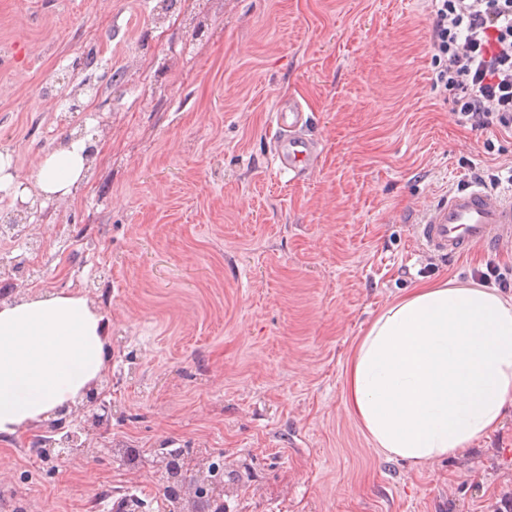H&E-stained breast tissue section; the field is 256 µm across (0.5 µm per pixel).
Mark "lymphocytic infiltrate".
<instances>
[{"label":"lymphocytic infiltrate","mask_w":512,"mask_h":512,"mask_svg":"<svg viewBox=\"0 0 512 512\" xmlns=\"http://www.w3.org/2000/svg\"><path fill=\"white\" fill-rule=\"evenodd\" d=\"M434 86L462 124L512 132V0H431Z\"/></svg>","instance_id":"1"}]
</instances>
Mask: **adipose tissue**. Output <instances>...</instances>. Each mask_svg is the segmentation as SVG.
Masks as SVG:
<instances>
[{
  "label": "adipose tissue",
  "instance_id": "adipose-tissue-1",
  "mask_svg": "<svg viewBox=\"0 0 512 512\" xmlns=\"http://www.w3.org/2000/svg\"><path fill=\"white\" fill-rule=\"evenodd\" d=\"M92 159L74 138L46 153L33 188L0 153V191L67 197ZM108 322L77 292L0 298V439L80 401L107 370ZM346 400L375 450L422 467L466 453L512 405V297L451 280L390 302L350 357Z\"/></svg>",
  "mask_w": 512,
  "mask_h": 512
}]
</instances>
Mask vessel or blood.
I'll return each instance as SVG.
<instances>
[{
    "label": "vessel or blood",
    "mask_w": 512,
    "mask_h": 512,
    "mask_svg": "<svg viewBox=\"0 0 512 512\" xmlns=\"http://www.w3.org/2000/svg\"><path fill=\"white\" fill-rule=\"evenodd\" d=\"M273 122L282 136L274 151L279 173L298 177L316 159V144L304 133L307 118L295 102L277 105ZM415 242L440 255L459 256L480 248H512V193L469 186L433 201L412 225Z\"/></svg>",
    "instance_id": "obj_1"
}]
</instances>
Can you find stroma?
I'll list each match as a JSON object with an SVG mask.
<instances>
[{
  "mask_svg": "<svg viewBox=\"0 0 512 512\" xmlns=\"http://www.w3.org/2000/svg\"><path fill=\"white\" fill-rule=\"evenodd\" d=\"M428 0H0V152L16 183L77 133L97 150L79 189L0 240L21 294L79 291L109 322L106 444L46 466L1 439L0 512H167L150 462L223 463L224 512H512V408L470 451L417 468L373 450L345 368L392 300L460 283L512 250L419 249L416 215L476 176L512 174V134L458 123L432 84ZM90 108L66 117V77ZM321 154L279 174L282 100Z\"/></svg>",
  "mask_w": 512,
  "mask_h": 512,
  "instance_id": "obj_1",
  "label": "stroma"
}]
</instances>
